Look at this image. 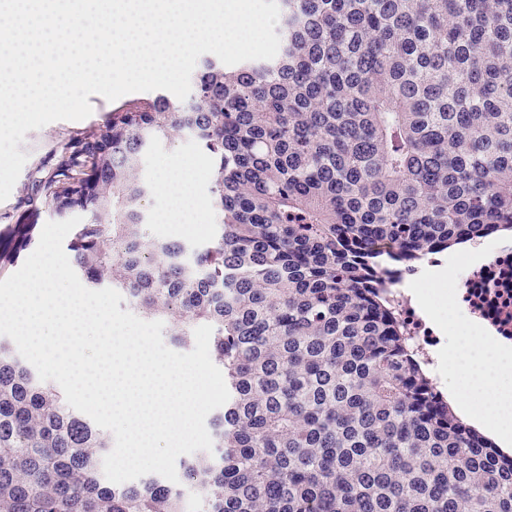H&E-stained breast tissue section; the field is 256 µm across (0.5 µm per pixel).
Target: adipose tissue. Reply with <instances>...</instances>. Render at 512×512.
I'll return each instance as SVG.
<instances>
[{
    "instance_id": "1",
    "label": "adipose tissue",
    "mask_w": 512,
    "mask_h": 512,
    "mask_svg": "<svg viewBox=\"0 0 512 512\" xmlns=\"http://www.w3.org/2000/svg\"><path fill=\"white\" fill-rule=\"evenodd\" d=\"M199 172L193 160L179 158L165 163L156 180V192L165 201L158 220L163 224H193L197 221L194 186Z\"/></svg>"
}]
</instances>
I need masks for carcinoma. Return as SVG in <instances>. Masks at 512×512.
I'll return each instance as SVG.
<instances>
[{
    "mask_svg": "<svg viewBox=\"0 0 512 512\" xmlns=\"http://www.w3.org/2000/svg\"><path fill=\"white\" fill-rule=\"evenodd\" d=\"M280 50L205 58L186 100L130 99L55 148L27 206L80 214L68 259L230 394L182 462L206 512H512V460L456 417L375 273L512 231V0H278ZM209 158L207 242L148 232L144 159ZM19 224L0 259L27 248ZM109 442L0 342V512H186L100 477Z\"/></svg>",
    "mask_w": 512,
    "mask_h": 512,
    "instance_id": "1",
    "label": "carcinoma"
}]
</instances>
